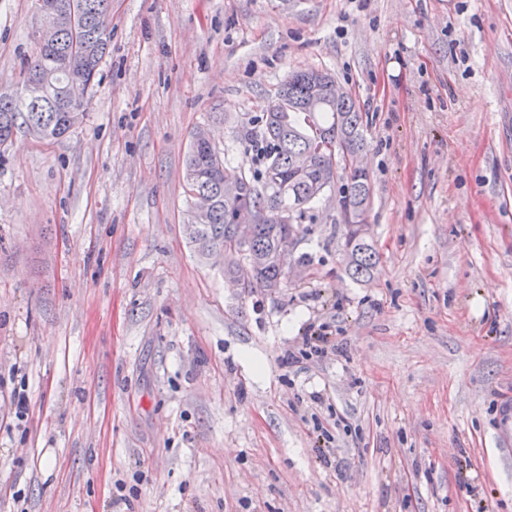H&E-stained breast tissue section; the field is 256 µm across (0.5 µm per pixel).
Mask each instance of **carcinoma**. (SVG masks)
Masks as SVG:
<instances>
[{
	"instance_id": "1",
	"label": "carcinoma",
	"mask_w": 512,
	"mask_h": 512,
	"mask_svg": "<svg viewBox=\"0 0 512 512\" xmlns=\"http://www.w3.org/2000/svg\"><path fill=\"white\" fill-rule=\"evenodd\" d=\"M107 0H35L37 17H49L53 37L43 42L34 32L36 54L27 61L21 87L52 79L34 98L25 93L0 95V146L8 143L19 124L37 137L51 141L81 123L84 102L71 97L76 84L96 79L106 55L110 32L98 27L97 16ZM307 70L294 71L280 85L276 98L255 116L261 133H244V151L255 157L253 171L226 165L224 152L194 133L186 158L185 187L194 192L186 213L185 230L194 253L202 260L224 258V276L247 291L262 288L270 293L288 285V262L281 260L283 238H296L315 199L345 175L339 199L344 220L343 263L348 276L360 281L371 275L379 256L362 225L352 218L366 210L368 176L352 168L334 167L331 156L317 150L316 137L334 141L353 153L364 150L363 115L353 97L336 96V79L321 75L329 90L319 105L304 112L296 105L305 97ZM238 187L237 195L224 193V182ZM254 214L245 237L238 236L237 216Z\"/></svg>"
}]
</instances>
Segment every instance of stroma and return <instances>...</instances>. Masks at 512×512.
<instances>
[{
    "instance_id": "stroma-1",
    "label": "stroma",
    "mask_w": 512,
    "mask_h": 512,
    "mask_svg": "<svg viewBox=\"0 0 512 512\" xmlns=\"http://www.w3.org/2000/svg\"><path fill=\"white\" fill-rule=\"evenodd\" d=\"M34 26L0 0V94ZM109 28L82 124L0 147V512H512V0H112ZM300 69L364 115L379 262L344 272L331 189L247 294L186 239L184 157L202 127L254 168ZM314 332L336 351L280 366Z\"/></svg>"
}]
</instances>
